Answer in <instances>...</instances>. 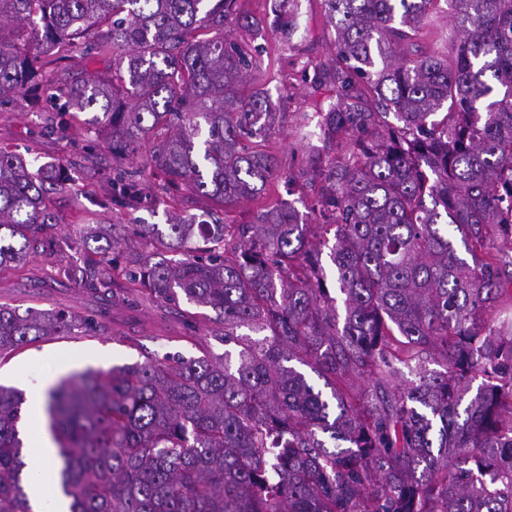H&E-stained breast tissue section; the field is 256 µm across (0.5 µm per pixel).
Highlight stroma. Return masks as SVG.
Instances as JSON below:
<instances>
[{"label": "stroma", "instance_id": "stroma-1", "mask_svg": "<svg viewBox=\"0 0 512 512\" xmlns=\"http://www.w3.org/2000/svg\"><path fill=\"white\" fill-rule=\"evenodd\" d=\"M279 0H238L240 10L260 18L265 26L258 35L234 31V38L257 48L256 67L242 86L244 94L267 92L273 106L263 147L274 155L280 174L267 184L255 200L241 202L227 211L228 224L253 223L258 212L276 205L292 203L317 240H332L334 217L328 212H313L309 206L317 198L321 183L313 178V166L329 168L346 151L345 137L334 145H326L318 125L329 105L336 100V89L315 83L318 67L330 63L335 34L327 25L322 0H297L300 29L293 40H283L271 26L272 10ZM452 17L444 0L430 10L422 26L415 48L424 55L448 52V36ZM46 102L28 94L15 96L7 111L0 112V146L30 151L59 162L71 173L75 192L55 195L50 208L56 218L54 232L67 236L71 225L91 216L94 223L162 224L170 214L201 215L209 206L207 199L185 194L181 205L169 209L159 192L146 189L143 208L131 211L112 206L109 179L112 155L101 149L102 161L95 167L81 163L84 150L93 135L83 128L60 130L44 119ZM0 303L56 308L75 315H94L105 326L94 336H51L20 348L0 362V383L24 388L23 368L35 372L52 369L57 361L71 355H82L79 371L109 369L116 365L140 361L141 347L158 355L182 354L190 357L196 349L185 339L184 324L168 314L157 302L135 303L111 307L93 291L64 284L46 277L42 261L29 263L25 270L0 272Z\"/></svg>", "mask_w": 512, "mask_h": 512}]
</instances>
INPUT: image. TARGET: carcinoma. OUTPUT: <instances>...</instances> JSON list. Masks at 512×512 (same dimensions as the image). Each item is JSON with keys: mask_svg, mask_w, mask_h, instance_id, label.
Segmentation results:
<instances>
[{"mask_svg": "<svg viewBox=\"0 0 512 512\" xmlns=\"http://www.w3.org/2000/svg\"><path fill=\"white\" fill-rule=\"evenodd\" d=\"M340 88L320 126L350 151L313 170L316 204L336 214L329 258L294 206L226 224L224 212L278 177L262 149L272 116L239 85L253 55L226 29L262 20L237 0H0V108L45 91L96 127L114 162L110 202L136 210L152 182L176 202H212L209 219L137 224L86 255L57 260L47 194L64 168L0 148V271L53 261L114 301L180 299L216 313L200 355L88 370L49 389L57 486L69 512H512V0H445L450 55L412 56L438 0H323ZM284 37L299 29L277 17ZM112 46V74L46 69ZM371 91L376 111L345 99ZM90 113L89 119L79 114ZM134 170L123 160L158 131ZM95 246H90V243ZM92 316L0 304V359L48 336L91 335ZM436 357L439 369L427 368ZM323 380L319 388L300 367ZM413 378L403 383V370ZM359 375L370 385L354 389ZM480 380L477 388L472 382ZM24 397L0 385V512H31L18 422Z\"/></svg>", "mask_w": 512, "mask_h": 512, "instance_id": "1", "label": "carcinoma"}]
</instances>
